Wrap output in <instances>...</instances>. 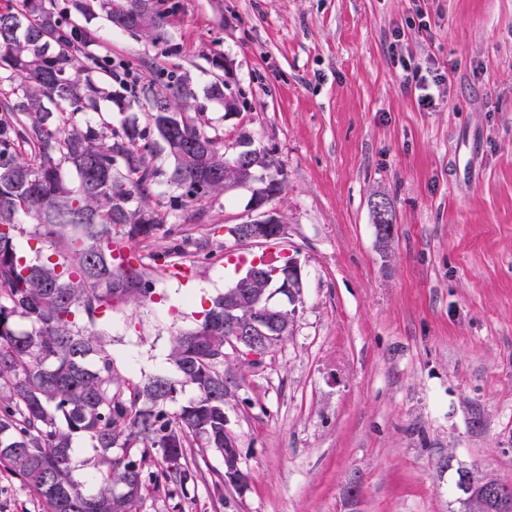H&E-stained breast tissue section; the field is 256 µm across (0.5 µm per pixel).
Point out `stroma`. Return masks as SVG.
I'll return each mask as SVG.
<instances>
[{
    "label": "stroma",
    "mask_w": 512,
    "mask_h": 512,
    "mask_svg": "<svg viewBox=\"0 0 512 512\" xmlns=\"http://www.w3.org/2000/svg\"><path fill=\"white\" fill-rule=\"evenodd\" d=\"M164 42L97 17V52L237 103L198 116L226 154L280 163L271 200L303 288L291 333L229 355L242 488L149 491L139 512H459L456 467L512 483V0H165ZM443 79L422 106L408 70ZM249 187L203 199L132 249L186 239L190 278L102 330L131 377L172 373L170 340L239 276ZM395 214L377 247L371 200ZM0 512H45L0 466Z\"/></svg>",
    "instance_id": "1"
}]
</instances>
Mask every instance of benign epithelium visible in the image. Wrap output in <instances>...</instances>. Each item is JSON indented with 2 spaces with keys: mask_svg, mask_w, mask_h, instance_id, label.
I'll use <instances>...</instances> for the list:
<instances>
[{
  "mask_svg": "<svg viewBox=\"0 0 512 512\" xmlns=\"http://www.w3.org/2000/svg\"><path fill=\"white\" fill-rule=\"evenodd\" d=\"M255 158V153L246 150L230 156L233 163L248 174L240 185L253 186L252 208L259 212L257 218L238 224L231 230V235L239 242L261 243L287 235V225L282 223L276 212L265 209L275 196L277 183L265 177L254 179ZM375 214L378 239L383 244L387 243L393 231L392 210L386 202L380 201L375 203ZM258 279L267 280L271 291L255 294L252 287ZM233 288L232 299L251 302L252 317L244 323L228 313L224 314V349L237 355L256 342L260 334L265 335L269 331L283 334L292 329L303 288V273L298 262L291 261L286 266L266 270L249 267L235 281ZM224 472L226 485L240 487L244 484L238 458H225ZM459 488L468 501L480 506L481 512H512V487L491 475L466 468L460 471Z\"/></svg>",
  "mask_w": 512,
  "mask_h": 512,
  "instance_id": "obj_1",
  "label": "benign epithelium"
}]
</instances>
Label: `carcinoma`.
I'll use <instances>...</instances> for the list:
<instances>
[{"instance_id":"1","label":"carcinoma","mask_w":512,"mask_h":512,"mask_svg":"<svg viewBox=\"0 0 512 512\" xmlns=\"http://www.w3.org/2000/svg\"><path fill=\"white\" fill-rule=\"evenodd\" d=\"M99 12L165 37L168 13L152 0H15L0 10V463L46 512H138L150 488L197 481L186 457L194 440L238 454L224 440V295L172 338L174 376L126 377L100 330L107 311L151 302L156 275L185 255L175 243L116 264L112 228L148 239L166 220L147 205L154 186L177 190L170 208L189 211L239 175L223 138L189 116L204 111L189 79L130 84L98 56L87 22ZM205 96L234 109L220 79ZM112 102L148 112V124L112 128ZM21 215L48 242L35 261L20 254ZM183 383L196 395L172 413ZM78 437L97 452L95 483L76 474Z\"/></svg>"}]
</instances>
